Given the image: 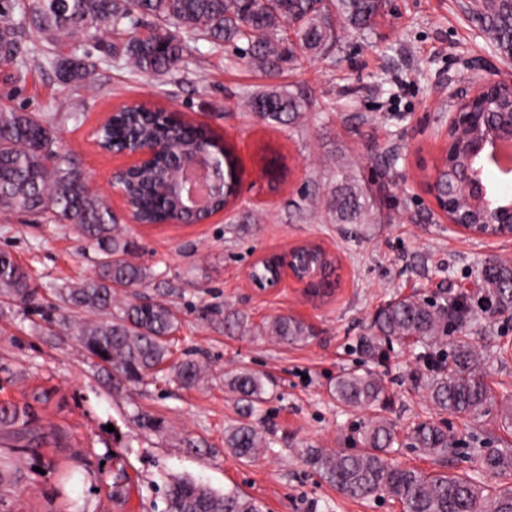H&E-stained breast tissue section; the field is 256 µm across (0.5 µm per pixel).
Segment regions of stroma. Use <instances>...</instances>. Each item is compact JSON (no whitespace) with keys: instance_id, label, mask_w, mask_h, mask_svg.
I'll return each mask as SVG.
<instances>
[{"instance_id":"1","label":"stroma","mask_w":512,"mask_h":512,"mask_svg":"<svg viewBox=\"0 0 512 512\" xmlns=\"http://www.w3.org/2000/svg\"><path fill=\"white\" fill-rule=\"evenodd\" d=\"M480 2L385 0L368 32L344 31L331 56L288 65L274 78L243 63L228 66L231 48L215 50L201 40L182 70L163 80L104 61L95 49L99 90L61 84L49 69L0 83V103L51 120L62 148L76 155L96 192L108 196L116 218H123L124 207L109 180L118 160L98 151L94 132L123 103L149 100L204 126L233 147L246 177L236 203L209 223L122 227L152 272L145 293H167L180 313L175 359L191 357L205 367L195 387L161 374L113 388L61 313L47 321L0 297V401L52 390L51 401L36 408L41 424L58 434L44 451L76 469L63 484L55 472L39 473L28 457H16L23 480L0 490L12 512H55L62 505L68 512H162V492L174 477L194 478L220 493L239 489L264 512H403L389 498H347L305 461L313 448L360 445L357 428L367 412L343 410L330 393L336 375L350 370L381 376L388 396L381 415L399 437L432 420L456 441L445 457L398 448V464L512 488L511 472L484 473L473 464L483 449L512 445V433L498 426L503 401L512 399V313H485L479 278L487 261L512 262V237L457 232L425 188L461 97L482 81L512 82V58L489 44ZM271 84L313 99L296 125L269 126L245 109L249 93ZM75 112L80 120H72ZM341 166L370 204V223L355 229L336 223L324 205ZM306 242L336 259L329 297L309 298L290 281L273 290L253 288L246 272L254 263ZM0 249L14 255L49 302L56 288L94 273L93 247L69 224L0 214ZM444 288L466 291L476 316L438 343L452 351L463 334L478 348L493 398L476 419L436 410L419 345L387 343L376 357L360 349L393 294L430 301ZM228 313L253 324L292 315L316 334L308 343L284 345L225 329ZM242 368L267 378L259 423L275 440L249 462L224 447V431L241 420L243 406L225 375ZM144 412L160 421L159 430L139 428ZM116 464L130 478L124 500L92 487L98 470Z\"/></svg>"}]
</instances>
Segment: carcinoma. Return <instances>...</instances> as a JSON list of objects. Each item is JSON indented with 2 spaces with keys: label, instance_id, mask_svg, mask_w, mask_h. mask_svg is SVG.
I'll use <instances>...</instances> for the list:
<instances>
[{
  "label": "carcinoma",
  "instance_id": "1",
  "mask_svg": "<svg viewBox=\"0 0 512 512\" xmlns=\"http://www.w3.org/2000/svg\"><path fill=\"white\" fill-rule=\"evenodd\" d=\"M23 8V22L13 19L15 7ZM383 8V0H0V74L4 81L22 78L31 67H50L64 84L89 83L95 66L86 54L78 53V40L102 47L104 59L123 61L143 74L165 78L179 71L191 52L181 37L187 33L214 48L245 44L239 58L269 75L280 73L297 55L325 56L351 28L370 30ZM479 17L492 47L512 58V0H485ZM125 37L104 41L112 32ZM247 107L269 125L287 126L310 109L302 92L267 86L249 95ZM512 95L500 93L477 112H508ZM156 139L175 141L180 158L190 161L202 151L224 153V194L215 210L227 206L236 193L239 164L227 142L206 129L185 126L164 110L146 104L116 110L104 140L116 146ZM470 161L465 140L459 139L442 159L438 194L451 198L457 209L464 205L463 190L455 189L465 176ZM177 180V167L166 155L147 168L135 171L124 184L134 200L140 220L156 224L165 212L178 205L177 197L160 192L161 181ZM336 223L367 224L370 209L366 195L346 168H339L336 186L325 201ZM0 212H25L58 224H71L78 236L93 246L97 258L93 276L78 286L60 288L55 297L60 307L76 315L89 313L94 319L78 324L77 336L87 356L105 367L112 386L138 384L166 370L171 359L173 337L180 326L178 310L163 296H138L124 303L118 298L141 287L151 276L148 268L132 261V245L124 240L108 202L88 189V178L74 154L59 146L49 120L7 104L0 106ZM471 228L486 237L512 235V224H481ZM281 263L272 258L257 262L252 281L264 285L278 274ZM335 259L321 246L296 247L293 269L299 275L309 270L311 298L326 294L327 278ZM491 307L512 311V265L495 261L481 273ZM0 297L24 308L39 305L36 289L13 255L0 250ZM474 319L467 295L443 293L442 302L415 296H394L375 315L371 333L362 340L366 354L380 353L381 345L393 339L412 340L428 346L448 335V326L461 329ZM285 345L307 342L314 329L294 316H276L248 327ZM424 359L431 371L430 399L440 412L476 418L491 399L484 381L477 348L461 339L446 356L427 351ZM202 367L191 359L171 366V378L190 388L199 383ZM228 384L253 414L266 401L265 376L240 370ZM336 401L354 411L375 410L387 402L379 375L373 372H343L331 388ZM39 417L28 403L18 406L0 402V431L9 429L20 440L16 451L31 456L45 470L57 471L63 481L72 471L39 454L46 436ZM412 447L442 456L455 440L433 421L415 424L408 433ZM398 443L393 423L381 417L361 427V447L308 453V463L343 495L358 500L387 496L402 504L404 512H512V489L491 490L466 476L446 472L425 473L402 467L390 458ZM224 447L235 457L251 460L259 448L272 441L252 422H241L224 431ZM480 469L491 473L512 472V448H489L476 458ZM23 473L4 456L0 457V486L15 484ZM101 484L108 495L120 498L130 479L124 469L101 471ZM163 512H263L259 502L231 490L218 493L192 478H175L167 484Z\"/></svg>",
  "mask_w": 512,
  "mask_h": 512
}]
</instances>
